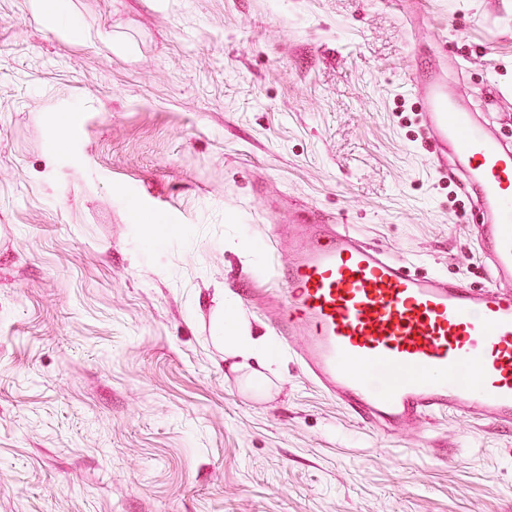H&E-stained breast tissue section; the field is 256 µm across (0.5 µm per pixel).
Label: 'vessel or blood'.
<instances>
[{
  "instance_id": "b4317fda",
  "label": "vessel or blood",
  "mask_w": 512,
  "mask_h": 512,
  "mask_svg": "<svg viewBox=\"0 0 512 512\" xmlns=\"http://www.w3.org/2000/svg\"><path fill=\"white\" fill-rule=\"evenodd\" d=\"M410 84L430 165L456 166L475 192L487 285L413 273L342 222L292 214L269 324L310 382L383 435L436 415L512 428V145L449 93L442 68Z\"/></svg>"
}]
</instances>
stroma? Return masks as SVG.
<instances>
[{"mask_svg":"<svg viewBox=\"0 0 512 512\" xmlns=\"http://www.w3.org/2000/svg\"><path fill=\"white\" fill-rule=\"evenodd\" d=\"M0 0V512H512V429L385 440L279 347L216 340L286 265L268 203L343 216L412 271L487 282L471 200L408 88L438 59L512 131V0ZM258 244L253 260L241 237ZM29 9L35 17L49 23L64 21L67 14L65 0H29ZM61 30L68 39L80 40L84 36L83 30L73 21H64ZM216 335L231 340V353L242 359V365L249 366L248 362H254L267 372L278 371V351L270 336H255L248 325L231 318L219 321Z\"/></svg>","mask_w":512,"mask_h":512,"instance_id":"stroma-1","label":"stroma"}]
</instances>
